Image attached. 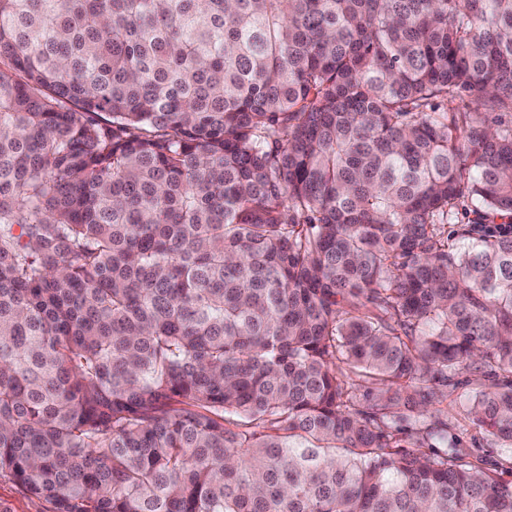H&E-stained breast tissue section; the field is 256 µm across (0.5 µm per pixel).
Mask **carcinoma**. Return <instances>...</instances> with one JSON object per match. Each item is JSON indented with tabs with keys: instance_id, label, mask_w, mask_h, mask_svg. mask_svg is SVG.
Returning a JSON list of instances; mask_svg holds the SVG:
<instances>
[{
	"instance_id": "carcinoma-1",
	"label": "carcinoma",
	"mask_w": 512,
	"mask_h": 512,
	"mask_svg": "<svg viewBox=\"0 0 512 512\" xmlns=\"http://www.w3.org/2000/svg\"><path fill=\"white\" fill-rule=\"evenodd\" d=\"M512 0H0V479L51 512H512ZM473 215L448 234L459 207ZM488 371L489 368L478 360L468 369L451 374L448 381V397L434 406L435 409L441 410V418L448 423V439L434 442L437 448L423 450L432 457H436L433 453L451 454L455 450L463 460L479 463L510 482L512 449L502 448L466 415L468 398L476 390L492 383L493 378L488 375Z\"/></svg>"
}]
</instances>
